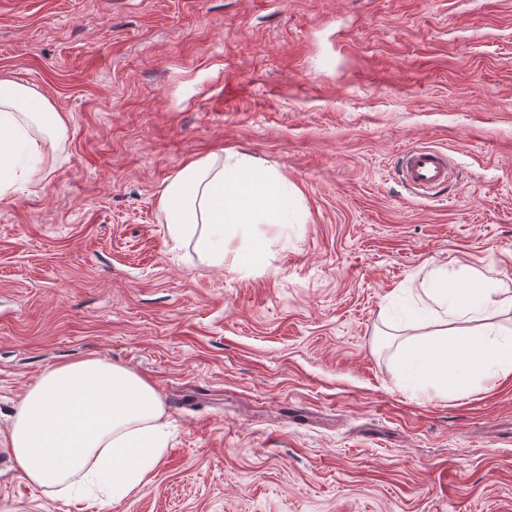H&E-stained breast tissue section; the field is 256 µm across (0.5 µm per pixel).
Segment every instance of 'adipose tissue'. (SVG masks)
Wrapping results in <instances>:
<instances>
[{"label": "adipose tissue", "mask_w": 512, "mask_h": 512, "mask_svg": "<svg viewBox=\"0 0 512 512\" xmlns=\"http://www.w3.org/2000/svg\"><path fill=\"white\" fill-rule=\"evenodd\" d=\"M58 133L65 118L36 90L0 81V195L14 178L16 145L32 160L26 171L41 179L49 162L45 141L30 125ZM162 209L171 240L197 238L214 266L224 264L227 230L240 224H298L296 187L251 156L211 155L186 163L166 186ZM498 282L481 278L469 287L449 284L431 273L424 290L428 304L407 310L409 320H430L439 328L420 343L402 348L406 385L432 387L438 396L466 393L495 377H512V338L491 323L500 307ZM478 322L473 334L448 332L447 324ZM162 403L155 388L133 371L102 358L78 359L45 372L22 396L0 447L30 483L67 498L89 486L120 499L149 475L164 450L157 421Z\"/></svg>", "instance_id": "1"}]
</instances>
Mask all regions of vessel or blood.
Segmentation results:
<instances>
[{"label": "vessel or blood", "mask_w": 512, "mask_h": 512, "mask_svg": "<svg viewBox=\"0 0 512 512\" xmlns=\"http://www.w3.org/2000/svg\"><path fill=\"white\" fill-rule=\"evenodd\" d=\"M399 172L406 184L423 197L446 187L451 180L447 156L429 146L406 149L399 158Z\"/></svg>", "instance_id": "1"}]
</instances>
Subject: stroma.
<instances>
[{
    "instance_id": "1",
    "label": "stroma",
    "mask_w": 512,
    "mask_h": 512,
    "mask_svg": "<svg viewBox=\"0 0 512 512\" xmlns=\"http://www.w3.org/2000/svg\"><path fill=\"white\" fill-rule=\"evenodd\" d=\"M66 117L0 200V430L49 368L148 380V481L64 500L0 450V512H512V379L403 385L428 272L512 290V0H0V80ZM448 153L416 196L401 151ZM225 151L276 169L300 224L209 265L160 198Z\"/></svg>"
}]
</instances>
